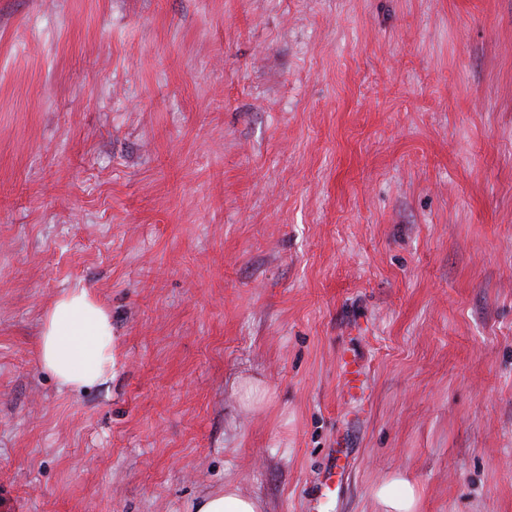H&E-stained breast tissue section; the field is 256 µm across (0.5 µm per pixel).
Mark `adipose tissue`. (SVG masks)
<instances>
[{
    "label": "adipose tissue",
    "instance_id": "1",
    "mask_svg": "<svg viewBox=\"0 0 512 512\" xmlns=\"http://www.w3.org/2000/svg\"><path fill=\"white\" fill-rule=\"evenodd\" d=\"M37 354L66 390L77 392L106 382L114 361L110 312L88 288L68 289L42 317ZM194 512H264V504L230 484L200 498Z\"/></svg>",
    "mask_w": 512,
    "mask_h": 512
}]
</instances>
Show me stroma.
<instances>
[{
  "mask_svg": "<svg viewBox=\"0 0 512 512\" xmlns=\"http://www.w3.org/2000/svg\"><path fill=\"white\" fill-rule=\"evenodd\" d=\"M77 285L116 361L71 392ZM399 477L512 512V0H0V512ZM40 364L60 387L80 391L112 376V316L88 288L75 286L45 311L37 347Z\"/></svg>",
  "mask_w": 512,
  "mask_h": 512,
  "instance_id": "stroma-1",
  "label": "stroma"
}]
</instances>
